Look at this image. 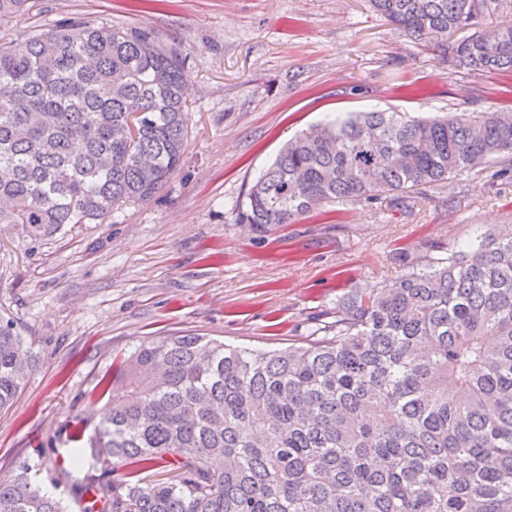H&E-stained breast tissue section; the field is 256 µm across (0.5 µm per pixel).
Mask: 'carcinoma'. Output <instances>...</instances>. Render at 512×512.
Masks as SVG:
<instances>
[{
    "mask_svg": "<svg viewBox=\"0 0 512 512\" xmlns=\"http://www.w3.org/2000/svg\"><path fill=\"white\" fill-rule=\"evenodd\" d=\"M503 0H370L449 65L512 73V23L451 35ZM28 0H0V21ZM186 73L148 33L71 21L0 43V224L34 240L103 224L166 185L187 143ZM482 165L512 177V112H345L284 145L237 205L254 232L376 203ZM283 349L141 342L99 381L81 493L101 512H512V225L411 262L310 317ZM35 356L0 317V411ZM92 427L89 436L85 428ZM0 512H66L24 467Z\"/></svg>",
    "mask_w": 512,
    "mask_h": 512,
    "instance_id": "1",
    "label": "carcinoma"
}]
</instances>
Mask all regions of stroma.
<instances>
[{
    "label": "stroma",
    "mask_w": 512,
    "mask_h": 512,
    "mask_svg": "<svg viewBox=\"0 0 512 512\" xmlns=\"http://www.w3.org/2000/svg\"><path fill=\"white\" fill-rule=\"evenodd\" d=\"M66 19L152 32L182 59L189 104L182 164L149 200L42 241L0 224V316L39 357L0 412V481L30 467L84 512L93 496L74 489L90 463L63 433L99 418L96 383L114 356L187 333L284 348L350 289L400 277L432 245L512 224V184L476 168L413 188L400 206H341L249 232L233 206L282 146L336 112L512 107V75L450 67L368 0H31L0 22V39L21 43Z\"/></svg>",
    "instance_id": "1"
}]
</instances>
